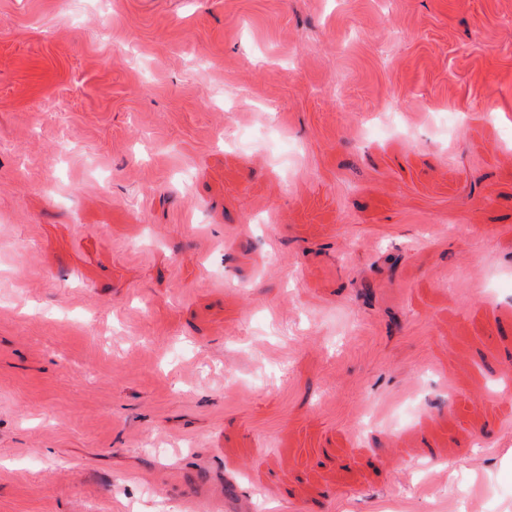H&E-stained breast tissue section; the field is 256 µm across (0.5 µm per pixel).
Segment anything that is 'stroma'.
<instances>
[{
  "instance_id": "35a3bbf8",
  "label": "stroma",
  "mask_w": 512,
  "mask_h": 512,
  "mask_svg": "<svg viewBox=\"0 0 512 512\" xmlns=\"http://www.w3.org/2000/svg\"><path fill=\"white\" fill-rule=\"evenodd\" d=\"M460 478L512 512V0H0V512Z\"/></svg>"
}]
</instances>
